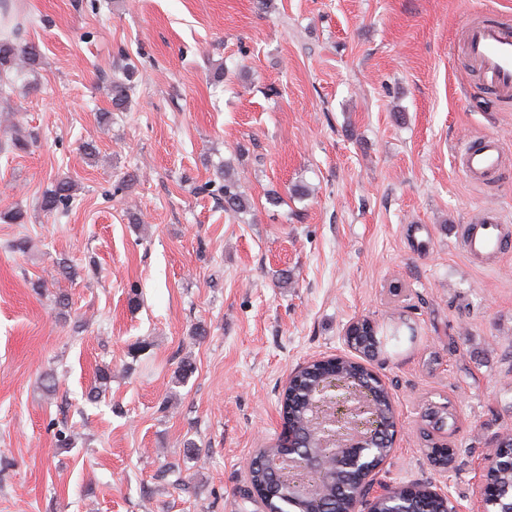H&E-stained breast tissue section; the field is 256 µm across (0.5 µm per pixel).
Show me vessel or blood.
<instances>
[{"instance_id":"vessel-or-blood-1","label":"vessel or blood","mask_w":512,"mask_h":512,"mask_svg":"<svg viewBox=\"0 0 512 512\" xmlns=\"http://www.w3.org/2000/svg\"><path fill=\"white\" fill-rule=\"evenodd\" d=\"M464 52L479 80L499 99L512 101V23L474 20L465 29ZM458 161L465 174L483 184L500 173L504 165L498 137L484 135L463 142ZM512 240V223L494 211L465 228L464 246L470 255L500 254Z\"/></svg>"}]
</instances>
